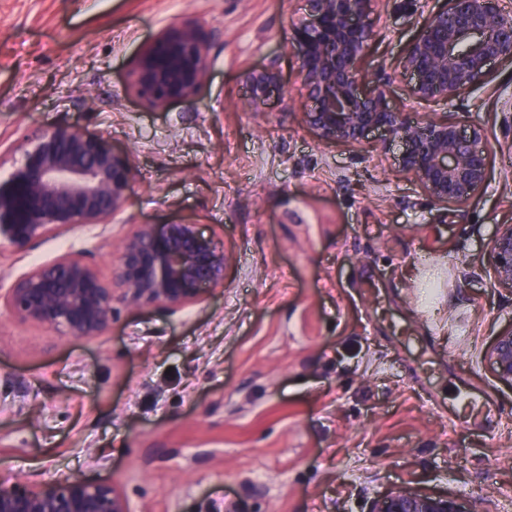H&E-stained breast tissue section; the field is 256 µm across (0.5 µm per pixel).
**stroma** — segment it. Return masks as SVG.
Masks as SVG:
<instances>
[{
	"label": "stroma",
	"mask_w": 512,
	"mask_h": 512,
	"mask_svg": "<svg viewBox=\"0 0 512 512\" xmlns=\"http://www.w3.org/2000/svg\"><path fill=\"white\" fill-rule=\"evenodd\" d=\"M438 5L372 0L361 63L423 122L444 107L412 100L397 65ZM305 16L304 0H0V179L60 126L104 137L135 171L112 223L25 253L0 242V284L64 254L111 279L142 224L198 225L228 258L198 302L120 310L98 338L0 304V479L106 480L132 512H368L398 488L512 512V386L486 361L512 327L487 250L512 224V62L457 103L499 147L488 188L445 208L400 170L397 143H326L306 125L289 49ZM180 24L208 43L206 79L156 108L135 63ZM271 62L281 88L253 109L244 74Z\"/></svg>",
	"instance_id": "obj_1"
}]
</instances>
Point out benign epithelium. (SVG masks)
Segmentation results:
<instances>
[{
	"instance_id": "7a95c632",
	"label": "benign epithelium",
	"mask_w": 512,
	"mask_h": 512,
	"mask_svg": "<svg viewBox=\"0 0 512 512\" xmlns=\"http://www.w3.org/2000/svg\"><path fill=\"white\" fill-rule=\"evenodd\" d=\"M371 0H306L307 18L289 46L299 62L312 107L306 124L323 141L360 145L380 133L401 143L402 171L439 205L464 207L489 181L494 144L480 127L464 128L445 115L425 124L387 99L386 80L360 63L374 31ZM208 44L189 26H173L141 54L138 94L163 108L195 96L207 71ZM512 61V9L505 0H444L399 62L410 96L447 109L485 83L492 63ZM249 104L260 108L281 82L273 63L245 74ZM134 180L129 157L102 137L75 127L42 133L10 176L0 181V240L18 252L75 224H110ZM494 281L512 288V224H500L489 243ZM228 259L195 224H142L118 247L114 278L104 282L85 260L62 255L18 277L0 301L22 322L68 338H95L112 325L118 307L175 314L224 284ZM493 374L512 386V328L488 354ZM0 512H132L107 481L80 478L44 484L0 482ZM368 512H462L446 495L397 490Z\"/></svg>"
}]
</instances>
